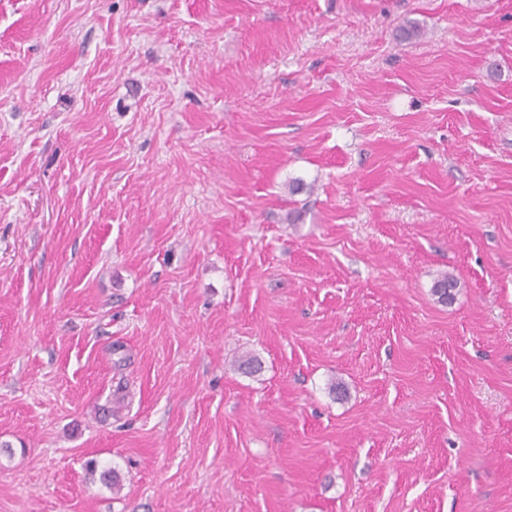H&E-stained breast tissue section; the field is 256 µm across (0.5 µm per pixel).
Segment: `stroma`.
<instances>
[{"instance_id":"stroma-1","label":"stroma","mask_w":512,"mask_h":512,"mask_svg":"<svg viewBox=\"0 0 512 512\" xmlns=\"http://www.w3.org/2000/svg\"><path fill=\"white\" fill-rule=\"evenodd\" d=\"M0 512H512V0H0Z\"/></svg>"}]
</instances>
